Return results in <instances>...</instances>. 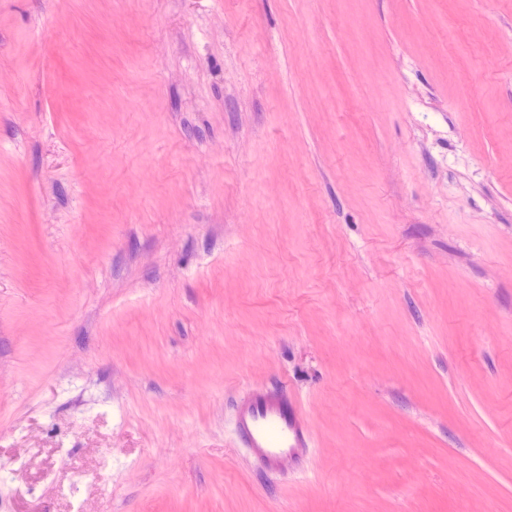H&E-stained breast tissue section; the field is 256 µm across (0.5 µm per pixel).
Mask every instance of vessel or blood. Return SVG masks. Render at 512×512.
Returning <instances> with one entry per match:
<instances>
[{"mask_svg":"<svg viewBox=\"0 0 512 512\" xmlns=\"http://www.w3.org/2000/svg\"><path fill=\"white\" fill-rule=\"evenodd\" d=\"M235 435L269 472L302 462L310 446L306 415L285 393L247 389L235 411Z\"/></svg>","mask_w":512,"mask_h":512,"instance_id":"1","label":"vessel or blood"}]
</instances>
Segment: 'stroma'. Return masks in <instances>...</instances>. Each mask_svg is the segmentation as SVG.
Masks as SVG:
<instances>
[{
	"label": "stroma",
	"instance_id": "stroma-1",
	"mask_svg": "<svg viewBox=\"0 0 512 512\" xmlns=\"http://www.w3.org/2000/svg\"><path fill=\"white\" fill-rule=\"evenodd\" d=\"M0 512H512V0H0ZM235 435L271 473L301 463L310 448L308 419L297 401L255 387L237 403Z\"/></svg>",
	"mask_w": 512,
	"mask_h": 512
}]
</instances>
